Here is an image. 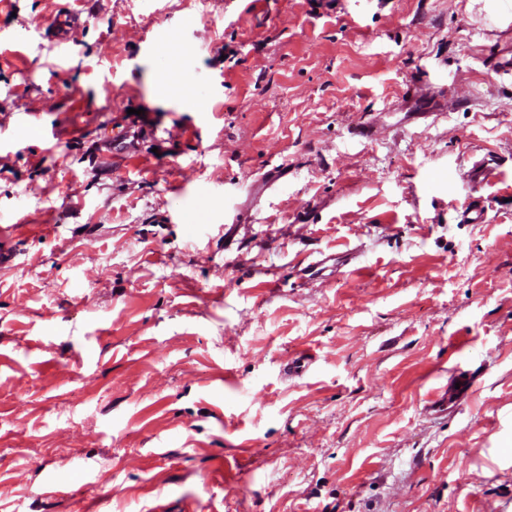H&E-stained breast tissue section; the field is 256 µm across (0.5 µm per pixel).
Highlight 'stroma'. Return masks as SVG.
I'll use <instances>...</instances> for the list:
<instances>
[{"label": "stroma", "mask_w": 512, "mask_h": 512, "mask_svg": "<svg viewBox=\"0 0 512 512\" xmlns=\"http://www.w3.org/2000/svg\"><path fill=\"white\" fill-rule=\"evenodd\" d=\"M0 245V512H512V0H0Z\"/></svg>", "instance_id": "1"}]
</instances>
